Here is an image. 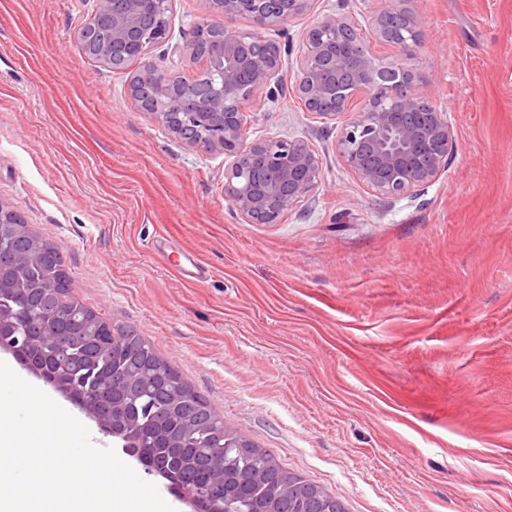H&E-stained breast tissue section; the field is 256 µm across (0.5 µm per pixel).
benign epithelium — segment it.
Masks as SVG:
<instances>
[{"mask_svg": "<svg viewBox=\"0 0 512 512\" xmlns=\"http://www.w3.org/2000/svg\"><path fill=\"white\" fill-rule=\"evenodd\" d=\"M94 9L76 37L85 54L113 70L136 62L128 82L135 105L149 112L187 145L230 159L224 200L248 224H276L288 208L313 190L320 165L303 138L249 140L241 107L261 90L279 91L281 51L266 48L264 33L311 9L313 0H204L224 23H196L186 54L194 65L184 78L160 67L153 50L169 40L174 0H93ZM411 0H390L373 17L371 34L347 13L325 14L305 33L306 50L296 61L293 95L304 109L342 120L337 149L344 165L368 191L401 196L435 181L448 168L456 146L447 112L412 91V60L424 20ZM247 20L252 31L235 28ZM397 50L380 63L376 48ZM16 265L0 249V288ZM77 408L107 431L112 405L88 395Z\"/></svg>", "mask_w": 512, "mask_h": 512, "instance_id": "1", "label": "benign epithelium"}]
</instances>
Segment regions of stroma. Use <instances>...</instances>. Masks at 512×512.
Listing matches in <instances>:
<instances>
[{
  "label": "stroma",
  "instance_id": "35a3bbf8",
  "mask_svg": "<svg viewBox=\"0 0 512 512\" xmlns=\"http://www.w3.org/2000/svg\"><path fill=\"white\" fill-rule=\"evenodd\" d=\"M314 0L253 139L303 137L320 179L277 224L224 200L223 154L187 146L84 56L92 0H0V204L62 251L76 294L133 327L225 421L348 512H512V0H414V90L448 111V169L381 199L333 121L293 96ZM202 0H174L154 61L187 76ZM212 271L180 273L184 255Z\"/></svg>",
  "mask_w": 512,
  "mask_h": 512
}]
</instances>
